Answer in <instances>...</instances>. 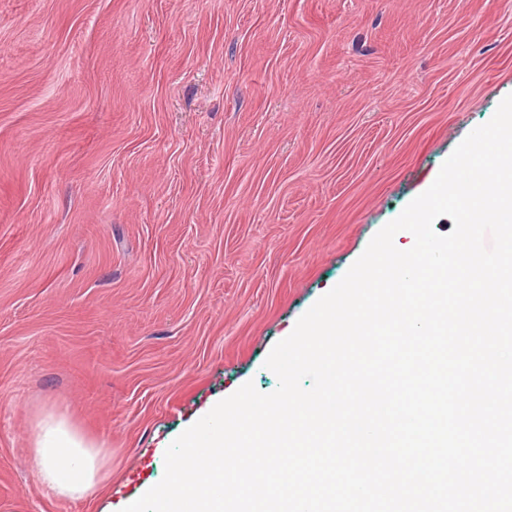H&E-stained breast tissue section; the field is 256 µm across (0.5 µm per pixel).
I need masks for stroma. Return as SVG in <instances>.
Wrapping results in <instances>:
<instances>
[{"instance_id":"1","label":"stroma","mask_w":512,"mask_h":512,"mask_svg":"<svg viewBox=\"0 0 512 512\" xmlns=\"http://www.w3.org/2000/svg\"><path fill=\"white\" fill-rule=\"evenodd\" d=\"M512 94V0H0V512H122ZM111 453L40 488L38 422Z\"/></svg>"}]
</instances>
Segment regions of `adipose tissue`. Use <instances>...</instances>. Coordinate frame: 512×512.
Listing matches in <instances>:
<instances>
[{
    "label": "adipose tissue",
    "mask_w": 512,
    "mask_h": 512,
    "mask_svg": "<svg viewBox=\"0 0 512 512\" xmlns=\"http://www.w3.org/2000/svg\"><path fill=\"white\" fill-rule=\"evenodd\" d=\"M33 453L42 487L55 496L90 495L104 477L106 450L86 441L64 415L39 422Z\"/></svg>",
    "instance_id": "ef3b65f1"
}]
</instances>
